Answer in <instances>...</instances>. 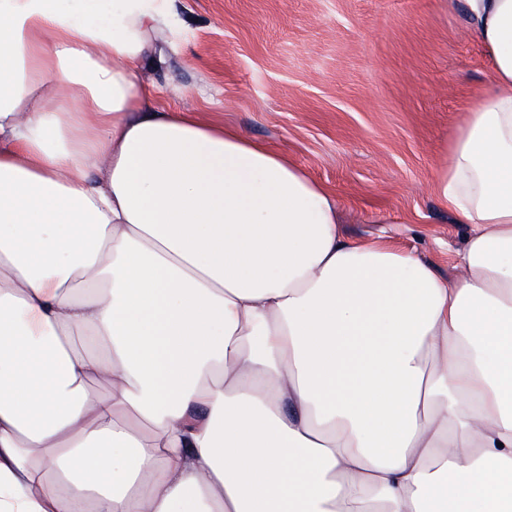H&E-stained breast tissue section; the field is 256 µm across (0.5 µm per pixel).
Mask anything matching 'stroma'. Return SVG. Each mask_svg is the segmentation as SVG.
I'll return each mask as SVG.
<instances>
[{"instance_id":"1","label":"stroma","mask_w":512,"mask_h":512,"mask_svg":"<svg viewBox=\"0 0 512 512\" xmlns=\"http://www.w3.org/2000/svg\"><path fill=\"white\" fill-rule=\"evenodd\" d=\"M180 36L151 76L195 110L288 156L339 199L351 240L458 275L467 225L436 191L492 63L453 0H172Z\"/></svg>"}]
</instances>
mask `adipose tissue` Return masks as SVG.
Listing matches in <instances>:
<instances>
[{
  "instance_id": "adipose-tissue-1",
  "label": "adipose tissue",
  "mask_w": 512,
  "mask_h": 512,
  "mask_svg": "<svg viewBox=\"0 0 512 512\" xmlns=\"http://www.w3.org/2000/svg\"><path fill=\"white\" fill-rule=\"evenodd\" d=\"M0 0V512H512V0L449 281L157 103L171 0Z\"/></svg>"
}]
</instances>
